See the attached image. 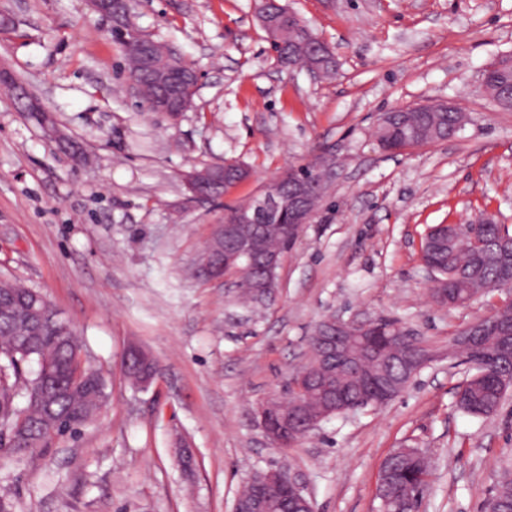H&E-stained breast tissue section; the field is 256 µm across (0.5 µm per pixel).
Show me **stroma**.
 Listing matches in <instances>:
<instances>
[{
	"mask_svg": "<svg viewBox=\"0 0 512 512\" xmlns=\"http://www.w3.org/2000/svg\"><path fill=\"white\" fill-rule=\"evenodd\" d=\"M287 3L332 46V78L279 66L253 0H135L139 33L201 75L193 107L175 117L141 111L112 24L88 0H0L12 21L0 71L44 108L23 112L0 94V275L50 300L109 392L80 435L55 438L35 463L0 457L13 512H232L268 469L290 471L314 512H378L379 474L399 448L427 460L419 512H481L512 459V394L494 414L462 412L456 392L471 369L448 356L451 338L512 291L441 305L420 256L435 224L485 212L512 229V111L481 87L484 69L512 53V0ZM430 100L467 114L453 138L377 149V113ZM318 146L336 175L283 261L276 299L256 308L232 283L191 277L225 205ZM227 159L252 178L219 200L191 199L184 174ZM328 317L395 319L436 356L387 405L276 447L254 409L285 394ZM132 344L159 365L149 387L122 371Z\"/></svg>",
	"mask_w": 512,
	"mask_h": 512,
	"instance_id": "stroma-1",
	"label": "stroma"
}]
</instances>
